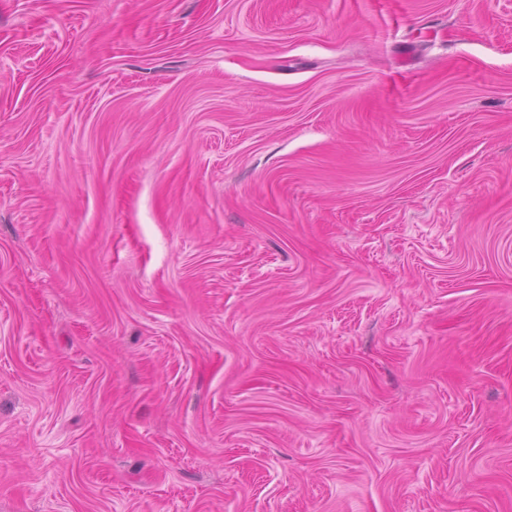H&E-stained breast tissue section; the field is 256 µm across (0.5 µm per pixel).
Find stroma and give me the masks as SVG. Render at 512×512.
Here are the masks:
<instances>
[{
  "instance_id": "1",
  "label": "stroma",
  "mask_w": 512,
  "mask_h": 512,
  "mask_svg": "<svg viewBox=\"0 0 512 512\" xmlns=\"http://www.w3.org/2000/svg\"><path fill=\"white\" fill-rule=\"evenodd\" d=\"M0 512H512V0H0Z\"/></svg>"
}]
</instances>
